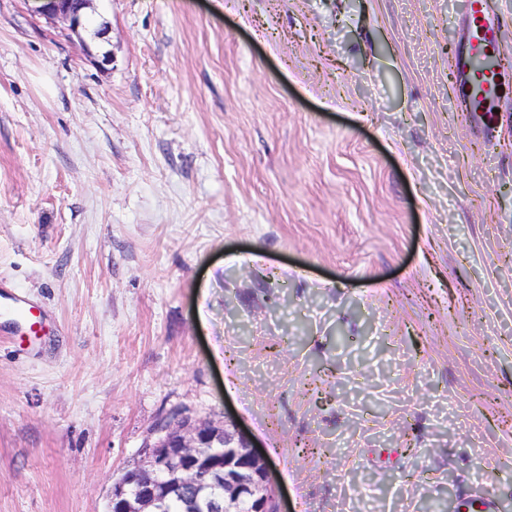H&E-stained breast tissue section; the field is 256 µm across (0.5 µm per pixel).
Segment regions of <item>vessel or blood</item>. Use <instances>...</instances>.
<instances>
[{
  "instance_id": "vessel-or-blood-1",
  "label": "vessel or blood",
  "mask_w": 512,
  "mask_h": 512,
  "mask_svg": "<svg viewBox=\"0 0 512 512\" xmlns=\"http://www.w3.org/2000/svg\"><path fill=\"white\" fill-rule=\"evenodd\" d=\"M511 32L512 24L492 11L488 0H469L452 66L462 110L472 128L486 135L497 133L503 121V89L512 77L503 64L504 46ZM13 310L17 327L39 331L42 318L24 300L15 299ZM465 506L468 512H500L497 500L479 490L467 492Z\"/></svg>"
}]
</instances>
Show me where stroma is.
<instances>
[{
  "instance_id": "35a3bbf8",
  "label": "stroma",
  "mask_w": 512,
  "mask_h": 512,
  "mask_svg": "<svg viewBox=\"0 0 512 512\" xmlns=\"http://www.w3.org/2000/svg\"><path fill=\"white\" fill-rule=\"evenodd\" d=\"M38 7L0 0V512H106L186 417L285 512H512V131L454 93L466 0ZM41 14L50 20L62 21L70 34L79 36V29L87 31L83 10L89 8L93 0H44ZM13 302L14 324L26 333H34L36 335L41 328V316L37 314L31 306H27L24 300L14 298ZM465 497L464 506L467 508L465 511L500 512L497 500L486 492L470 490L465 494Z\"/></svg>"
}]
</instances>
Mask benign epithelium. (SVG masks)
Instances as JSON below:
<instances>
[{
  "label": "benign epithelium",
  "mask_w": 512,
  "mask_h": 512,
  "mask_svg": "<svg viewBox=\"0 0 512 512\" xmlns=\"http://www.w3.org/2000/svg\"><path fill=\"white\" fill-rule=\"evenodd\" d=\"M92 0H46L41 14L86 29ZM136 467L113 480L107 512H283L266 457L234 425L211 420L163 421Z\"/></svg>",
  "instance_id": "7a95c632"
}]
</instances>
